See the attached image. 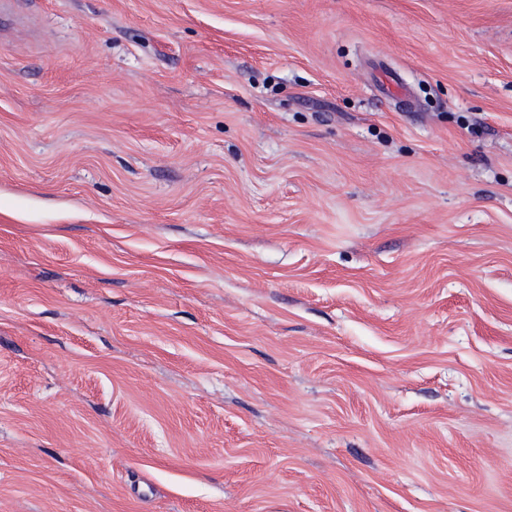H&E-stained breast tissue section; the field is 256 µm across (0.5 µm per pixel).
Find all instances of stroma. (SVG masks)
<instances>
[{"label": "stroma", "mask_w": 512, "mask_h": 512, "mask_svg": "<svg viewBox=\"0 0 512 512\" xmlns=\"http://www.w3.org/2000/svg\"><path fill=\"white\" fill-rule=\"evenodd\" d=\"M0 512H512V0H14Z\"/></svg>", "instance_id": "1"}]
</instances>
